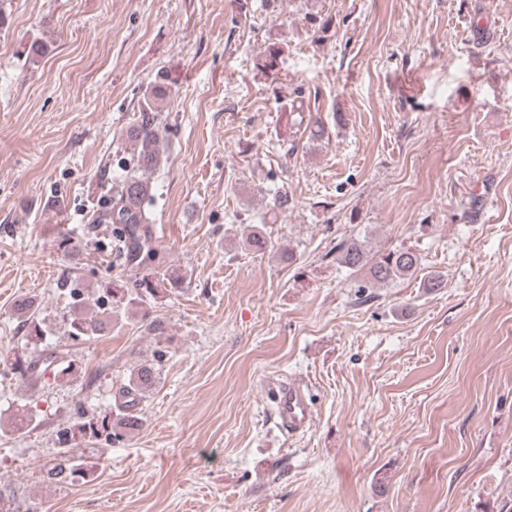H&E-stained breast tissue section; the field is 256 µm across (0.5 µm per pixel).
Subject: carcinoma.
<instances>
[{"label": "carcinoma", "instance_id": "1", "mask_svg": "<svg viewBox=\"0 0 512 512\" xmlns=\"http://www.w3.org/2000/svg\"><path fill=\"white\" fill-rule=\"evenodd\" d=\"M284 49L277 43L270 44L264 51L259 65L273 71L282 63ZM167 79L161 77L145 89L139 105V116L125 129L124 155L119 158L118 167L122 173L112 184V195L102 210L95 215L98 224H117L112 253L119 266H142L153 259L155 248L149 233L151 224L148 207L155 192L150 175L162 163L160 142L163 138L162 103L166 99ZM244 245L255 250L267 247V239L258 231V226H247ZM338 262L352 270L368 268L370 279L375 283H390L412 277L419 272L421 257L409 248H397L379 256L371 253L368 244L360 239H342L336 244ZM182 277L167 269L141 273L132 286L124 280H110L101 284L102 294L110 297L109 307L97 299L100 312L89 314L84 311L83 301L72 303L67 319V333L77 343L99 339L110 333L112 315L121 311L133 312L140 316L145 332L161 335L162 322L151 312V300L177 288ZM39 306L32 298L24 297L15 302V311L20 315L23 326L27 327L30 341L43 340L42 323L38 318ZM53 367L52 377H64L75 373L74 364L67 362L50 349L45 355L33 357L16 356L11 363L10 374L29 384L48 382L45 370ZM158 367L153 362L135 364L128 378L119 389L120 403L115 412L103 416H80V421L64 426L58 431V441L66 451L55 459L46 470L51 483L90 482L98 469V463L80 456V447L86 442L104 441L119 444L142 425L137 412L141 400L146 398L158 381Z\"/></svg>", "mask_w": 512, "mask_h": 512}]
</instances>
